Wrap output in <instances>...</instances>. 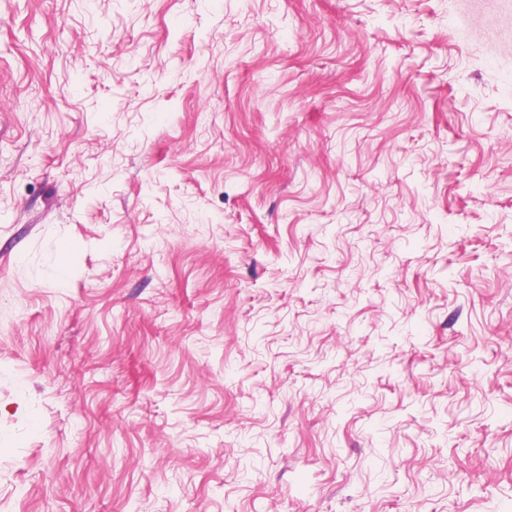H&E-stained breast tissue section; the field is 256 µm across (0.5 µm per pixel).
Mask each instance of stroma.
<instances>
[{"label":"stroma","mask_w":512,"mask_h":512,"mask_svg":"<svg viewBox=\"0 0 512 512\" xmlns=\"http://www.w3.org/2000/svg\"><path fill=\"white\" fill-rule=\"evenodd\" d=\"M0 512H512V0H0Z\"/></svg>","instance_id":"1"}]
</instances>
